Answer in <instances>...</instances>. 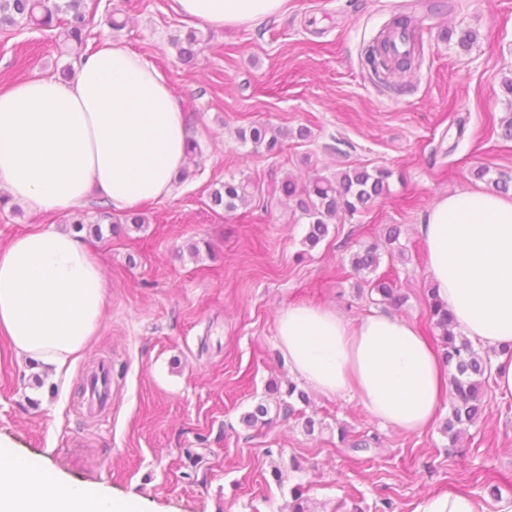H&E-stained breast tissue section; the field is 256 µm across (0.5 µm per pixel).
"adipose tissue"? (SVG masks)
Instances as JSON below:
<instances>
[{
	"label": "adipose tissue",
	"mask_w": 512,
	"mask_h": 512,
	"mask_svg": "<svg viewBox=\"0 0 512 512\" xmlns=\"http://www.w3.org/2000/svg\"><path fill=\"white\" fill-rule=\"evenodd\" d=\"M185 21L237 28L288 0H176ZM187 112L144 58L103 39L72 79L33 77L0 92V190L30 213L64 212L99 191L115 211L170 194L186 163ZM420 234L436 293L461 332L493 350L492 387L512 400V199L461 188ZM104 273L78 233L39 224L0 247V335L17 356L63 371L102 318ZM291 372L317 393L358 399L403 433L428 428L448 394L438 350L383 309L356 320L291 304L277 321ZM0 512H134L128 500L67 484L0 448Z\"/></svg>",
	"instance_id": "obj_1"
}]
</instances>
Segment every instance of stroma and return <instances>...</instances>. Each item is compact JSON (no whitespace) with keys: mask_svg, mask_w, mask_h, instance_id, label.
<instances>
[{"mask_svg":"<svg viewBox=\"0 0 512 512\" xmlns=\"http://www.w3.org/2000/svg\"><path fill=\"white\" fill-rule=\"evenodd\" d=\"M88 5L89 45L109 36L153 65L192 103L202 153L187 181L140 205L141 228L116 212L111 234L84 237L104 270V313L68 373L35 385L29 361L0 338V444L71 485L133 500L137 512H288L298 484L310 512H415L451 490L496 512L486 486L512 494V401L490 398L452 446L437 424L411 434L383 427L355 398L313 393L286 417L266 388L297 380L278 343L282 309L310 303L355 319L373 308L349 258L387 224L399 225L405 257L382 256L378 271L408 297L398 316L434 338L419 225L434 199L475 186V167L512 171V140L500 130L512 111L502 85L512 77V0H289L286 14L224 29L184 22L174 0ZM115 9L127 20L119 30L106 23ZM401 14L417 22L420 67L403 91H384L364 50ZM191 30L200 44L186 64L171 39ZM466 30L476 39L465 49L457 35ZM68 62L38 34L0 32V88ZM255 123L303 126L310 137L261 156L237 135ZM348 166L391 169L390 192L334 221L312 249L286 198L264 209L210 207L211 189L233 176L304 180ZM70 220L0 206V246L32 224ZM103 362L110 400L92 412L86 377ZM260 403L266 425L243 424ZM309 417L322 430L307 434ZM342 429L369 440V451L340 444Z\"/></svg>","mask_w":512,"mask_h":512,"instance_id":"stroma-1","label":"stroma"}]
</instances>
